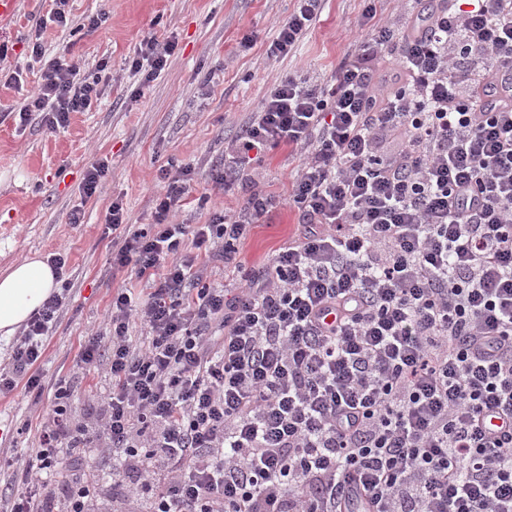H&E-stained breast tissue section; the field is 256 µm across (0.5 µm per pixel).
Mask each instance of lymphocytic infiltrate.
<instances>
[{"instance_id":"f902f5d3","label":"lymphocytic infiltrate","mask_w":512,"mask_h":512,"mask_svg":"<svg viewBox=\"0 0 512 512\" xmlns=\"http://www.w3.org/2000/svg\"><path fill=\"white\" fill-rule=\"evenodd\" d=\"M324 0H294L267 45L281 60ZM173 35L144 38L150 85ZM40 82L18 114L66 126L97 102L69 48L28 42ZM392 63L381 71L382 60ZM304 153L283 202L299 233L238 287L203 283L201 257L237 266L275 206L252 187L202 224L174 217L194 179L178 166L151 221L113 202L121 288L81 367L110 387L89 409L54 384L52 411L5 512H512V0H441L424 18L362 14L331 88L291 75L224 142L215 187L259 178L278 145ZM67 300L27 320L0 392L42 390L44 342ZM142 336H133V325ZM501 424L483 429V417ZM112 456V481L75 458Z\"/></svg>"}]
</instances>
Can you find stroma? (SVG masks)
<instances>
[{"instance_id":"35a3bbf8","label":"stroma","mask_w":512,"mask_h":512,"mask_svg":"<svg viewBox=\"0 0 512 512\" xmlns=\"http://www.w3.org/2000/svg\"><path fill=\"white\" fill-rule=\"evenodd\" d=\"M294 0H69L78 25L86 17L106 14L94 32L55 26L44 30L47 52L70 45L85 68L109 62V80L98 104L71 113L66 127L49 129L42 114L27 122L11 117L36 88L39 72L26 54L25 40L36 21L50 12L52 0H15L0 17V36L14 46L0 69H22L19 84L0 82V270L25 257L63 255L68 302L45 342L41 365L44 389L17 387L0 394V457L24 459L38 444L37 425L49 412L57 377L71 379L80 401L109 387L105 371L79 367L85 336L106 319L112 296L129 287L124 274L112 271V235L105 215L122 201L130 223L151 220L152 198L164 185L169 162L193 164L195 177L175 220L205 223L212 212L236 208L239 195L224 194L210 180L213 165L224 158V140L254 112L268 89L293 75L332 87L343 62L357 46L354 32L366 0H325L319 21L295 52L269 61L265 48ZM174 33L178 48L150 88L140 89L130 58L136 45L151 35ZM138 101H131L133 91ZM109 161L100 191L84 197L81 182L94 160ZM301 163L297 149L268 150L261 163L264 189L280 195L285 178ZM207 206H199L200 196ZM83 223L69 220L74 208ZM297 231V216L288 206L273 209L253 225L240 246L244 270L269 263Z\"/></svg>"}]
</instances>
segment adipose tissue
Instances as JSON below:
<instances>
[{
    "label": "adipose tissue",
    "mask_w": 512,
    "mask_h": 512,
    "mask_svg": "<svg viewBox=\"0 0 512 512\" xmlns=\"http://www.w3.org/2000/svg\"><path fill=\"white\" fill-rule=\"evenodd\" d=\"M58 282L47 258L32 255L0 275V339L14 335L56 291Z\"/></svg>",
    "instance_id": "obj_1"
}]
</instances>
